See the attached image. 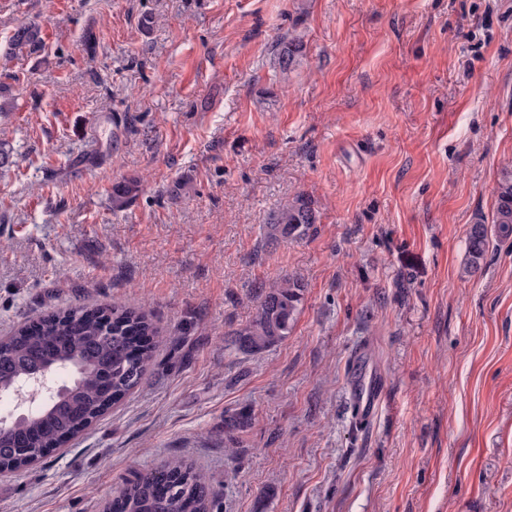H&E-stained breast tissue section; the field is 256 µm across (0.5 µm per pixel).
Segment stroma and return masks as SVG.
<instances>
[{"label": "stroma", "mask_w": 512, "mask_h": 512, "mask_svg": "<svg viewBox=\"0 0 512 512\" xmlns=\"http://www.w3.org/2000/svg\"><path fill=\"white\" fill-rule=\"evenodd\" d=\"M32 20L42 48L15 50ZM0 147V333L115 302L187 330L72 445L0 474V512H103L173 456L222 512H512V238L464 267L512 167V0H0ZM299 193L317 224L268 243ZM288 275V338L228 346ZM363 345L384 387L355 431ZM279 62L284 68H290L303 55L305 46L301 34H288L277 43ZM141 184L135 178L125 179L112 186V208L121 211L128 207L139 195ZM491 230L484 219L474 222L468 230L465 267L469 273L479 272L486 263L490 247ZM253 424L251 409L241 407L228 411L224 417V444H234L237 434L246 431Z\"/></svg>", "instance_id": "obj_1"}]
</instances>
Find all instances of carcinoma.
<instances>
[{"label":"carcinoma","instance_id":"obj_1","mask_svg":"<svg viewBox=\"0 0 512 512\" xmlns=\"http://www.w3.org/2000/svg\"><path fill=\"white\" fill-rule=\"evenodd\" d=\"M36 24L19 27L13 43L34 50L42 45ZM280 64L289 68L303 55V37L290 34L277 43ZM135 178L112 186V209L121 211L139 195ZM317 222L313 201L298 194L278 208L267 224L266 238H302ZM491 223L498 233L512 234V169L501 172ZM491 230L482 219L468 230L465 267L479 272L486 263ZM253 317L225 332L229 344L245 356L260 355L285 341L292 332L303 299V286L284 277L258 286ZM159 335L151 315L113 303L106 307L77 305L41 317L0 336V393L13 392L29 369L33 357L54 371L70 373L64 392L55 396L39 413L17 423L0 439V471L30 466L38 450L59 448L97 420L109 405L100 394L102 377L112 374V403L138 388L155 363L150 338ZM253 424L251 409L241 407L225 414L224 443L233 444L237 434ZM217 496L205 476L186 461L174 458L157 470L145 471L122 492L120 512H213Z\"/></svg>","mask_w":512,"mask_h":512}]
</instances>
